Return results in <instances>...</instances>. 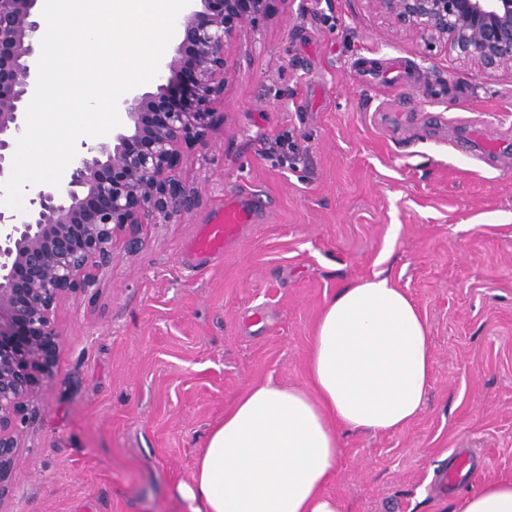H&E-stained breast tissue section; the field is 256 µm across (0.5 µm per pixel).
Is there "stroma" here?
<instances>
[{"label":"stroma","instance_id":"stroma-1","mask_svg":"<svg viewBox=\"0 0 512 512\" xmlns=\"http://www.w3.org/2000/svg\"><path fill=\"white\" fill-rule=\"evenodd\" d=\"M395 63L410 85L383 79ZM230 65L223 121L176 168L199 205L117 245L96 293L60 308L0 512H186L175 489L225 412L251 382L305 384L325 301L381 270L426 319L432 386L407 427L345 437L328 492L343 512H451L512 479V71L396 35L366 0H278ZM251 192L240 238L192 255ZM460 451L474 477L437 487Z\"/></svg>","mask_w":512,"mask_h":512}]
</instances>
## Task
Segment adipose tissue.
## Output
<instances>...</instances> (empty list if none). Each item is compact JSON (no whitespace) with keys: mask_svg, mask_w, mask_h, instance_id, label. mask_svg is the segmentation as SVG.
<instances>
[{"mask_svg":"<svg viewBox=\"0 0 512 512\" xmlns=\"http://www.w3.org/2000/svg\"><path fill=\"white\" fill-rule=\"evenodd\" d=\"M434 366L427 324L389 275L344 283L323 306L306 384H250L209 433L179 499L189 512H343L325 487L344 435L412 423ZM451 512H512V479L485 483Z\"/></svg>","mask_w":512,"mask_h":512,"instance_id":"ef3b65f1","label":"adipose tissue"}]
</instances>
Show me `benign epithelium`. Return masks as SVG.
Here are the masks:
<instances>
[{
	"label": "benign epithelium",
	"instance_id": "benign-epithelium-1",
	"mask_svg": "<svg viewBox=\"0 0 512 512\" xmlns=\"http://www.w3.org/2000/svg\"><path fill=\"white\" fill-rule=\"evenodd\" d=\"M39 0H0V183L37 79ZM276 0H190L175 43L152 80L118 102L123 123L81 142L60 186H28L24 210L0 208V499L21 464L40 414L42 388L56 375L61 305L97 290L116 242H141L200 202L175 174L177 158L214 131L229 52ZM397 31L438 44L488 73L512 68V0H367Z\"/></svg>",
	"mask_w": 512,
	"mask_h": 512
}]
</instances>
